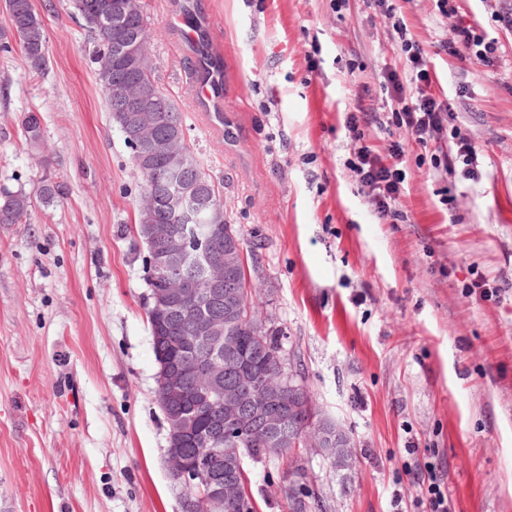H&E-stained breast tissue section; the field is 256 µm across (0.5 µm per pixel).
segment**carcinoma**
Here are the masks:
<instances>
[{
  "instance_id": "cac0c4a2",
  "label": "carcinoma",
  "mask_w": 512,
  "mask_h": 512,
  "mask_svg": "<svg viewBox=\"0 0 512 512\" xmlns=\"http://www.w3.org/2000/svg\"><path fill=\"white\" fill-rule=\"evenodd\" d=\"M118 2V19L130 41L137 45L135 71L112 41V13H101L97 4ZM74 14L86 23L88 33L96 44L94 64L97 82L112 122L119 128L125 143L137 160L136 146L157 144L150 169L138 170L142 178V193L154 198V205L136 207L135 231L142 243H147V226L155 224L167 234L183 231L184 219L166 206L171 194L183 192L193 199L190 223L195 236L207 240L206 249L188 247L179 264L171 271L203 284L208 275L211 254L220 252L227 257V274L223 294L213 299L204 294L196 306L186 309L177 298H156V290L164 279L150 281L147 319L150 326L153 352L158 367L180 370L199 360L217 362L224 370V380L218 392L208 390L192 376L183 379V404L168 400L162 383H157V401L164 417L180 408L183 434L179 443L182 452L190 457L209 455L214 460L215 475L231 473L239 482L242 497L237 502L207 507L203 502L197 512H255L247 486L249 478L238 460L246 457L262 459L284 454L289 447L272 443L270 430L250 415L236 420L235 442L220 440L224 432V398L230 390L252 391L264 369L276 365L280 346L273 338L266 321L252 297L254 287L245 258L243 230L230 223L224 213L223 195L212 176L204 169L186 139L182 112L173 99L164 93L155 79L157 63L148 49L150 32L144 0H67ZM9 17L15 19L10 33H0V51L10 53L19 49L30 69L42 72L47 63L44 22L35 11L32 0H5ZM15 42H10V39ZM25 136L33 148L42 141L40 116L28 112L22 121ZM63 194V184L51 175L42 180L39 201L50 206ZM34 204L31 195L23 190L0 192V224H24ZM212 316L219 320L210 337L201 339L195 332L196 323ZM234 338L239 355L224 350V341ZM311 495L292 491L291 512H309L313 507Z\"/></svg>"
}]
</instances>
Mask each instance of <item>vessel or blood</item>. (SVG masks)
<instances>
[{
	"label": "vessel or blood",
	"mask_w": 512,
	"mask_h": 512,
	"mask_svg": "<svg viewBox=\"0 0 512 512\" xmlns=\"http://www.w3.org/2000/svg\"><path fill=\"white\" fill-rule=\"evenodd\" d=\"M166 23L194 54L191 90L195 107L208 113L212 127L223 128L224 86L229 73L225 67L224 48L214 35V24L207 18L197 17L194 0H184L183 5L168 16Z\"/></svg>",
	"instance_id": "vessel-or-blood-1"
}]
</instances>
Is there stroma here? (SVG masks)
I'll list each match as a JSON object with an SVG mask.
<instances>
[{
    "mask_svg": "<svg viewBox=\"0 0 512 512\" xmlns=\"http://www.w3.org/2000/svg\"><path fill=\"white\" fill-rule=\"evenodd\" d=\"M173 2L145 0L159 86L244 232L283 355L357 448L346 473L304 449L246 460L258 512H288L299 480L312 512H429L409 476L429 465L450 512H512V0H459L499 41L487 65L443 49L456 18L434 0H388L447 108L427 148L406 144L394 224L349 166L345 124L387 112L384 71L407 70L375 0H197L230 69L220 130L193 107ZM32 3L48 64L0 53V188L38 195L49 169L67 190L0 225V512H181L133 234L142 180L84 21L66 0ZM33 109L37 149L21 126ZM455 129L480 149L475 177L434 166Z\"/></svg>",
    "mask_w": 512,
    "mask_h": 512,
    "instance_id": "obj_1",
    "label": "stroma"
}]
</instances>
